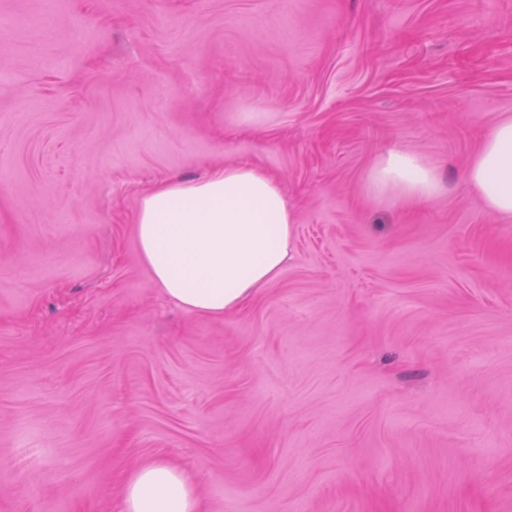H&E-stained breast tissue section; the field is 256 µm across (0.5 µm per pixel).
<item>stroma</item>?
Listing matches in <instances>:
<instances>
[{
  "instance_id": "35a3bbf8",
  "label": "stroma",
  "mask_w": 512,
  "mask_h": 512,
  "mask_svg": "<svg viewBox=\"0 0 512 512\" xmlns=\"http://www.w3.org/2000/svg\"><path fill=\"white\" fill-rule=\"evenodd\" d=\"M0 512H512V222L464 172L512 114V0H0ZM398 148L443 190L372 199ZM278 179L292 257L221 318L144 265L141 194ZM121 512H201L193 479L178 466L158 459L139 466L125 480Z\"/></svg>"
}]
</instances>
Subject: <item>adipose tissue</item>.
Returning a JSON list of instances; mask_svg holds the SVG:
<instances>
[{"mask_svg":"<svg viewBox=\"0 0 512 512\" xmlns=\"http://www.w3.org/2000/svg\"><path fill=\"white\" fill-rule=\"evenodd\" d=\"M465 182L480 205L512 219V115L494 123L471 158ZM438 169L403 150L381 156L368 173L374 195L430 201ZM295 214L279 183L251 165H228L204 179L163 181L140 200V254L155 284L193 314L220 318L270 283L292 251ZM121 512H201L193 479L158 459L125 480Z\"/></svg>","mask_w":512,"mask_h":512,"instance_id":"1","label":"adipose tissue"}]
</instances>
